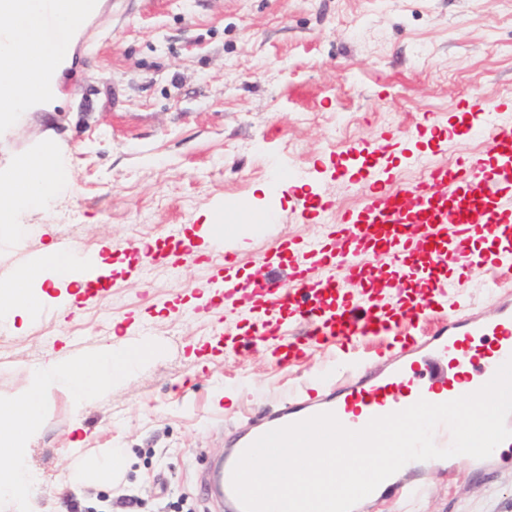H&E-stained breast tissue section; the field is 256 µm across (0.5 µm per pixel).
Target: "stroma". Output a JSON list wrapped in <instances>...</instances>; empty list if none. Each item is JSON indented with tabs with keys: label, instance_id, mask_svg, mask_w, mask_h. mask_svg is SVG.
<instances>
[{
	"label": "stroma",
	"instance_id": "obj_1",
	"mask_svg": "<svg viewBox=\"0 0 512 512\" xmlns=\"http://www.w3.org/2000/svg\"><path fill=\"white\" fill-rule=\"evenodd\" d=\"M500 103L493 125L512 126V0H102L64 71L56 107L31 112L0 137V169L49 144L69 163L73 192L49 210L20 215L38 226L21 246L0 243V279L58 239L111 257L113 289L100 302L60 309L71 289L45 277L47 314L0 331V406L24 395L31 371L82 359L106 346L134 350L151 336L156 353L75 404L55 389L20 450L37 482L0 512H217L200 477L247 424L276 414L302 385L347 383L351 362L308 343L306 359L282 368L239 330L234 312L180 314L212 269L211 225L232 221L225 243L241 271L258 267L281 240L325 234L369 191L341 169L344 146L377 148L379 171L398 184L427 166L454 167L482 153L466 134L465 104ZM435 125L418 135L413 121ZM241 200L224 214L225 199ZM334 201L310 212L308 203ZM273 212L278 223L252 216ZM188 242L177 269L138 265L136 247ZM499 292L482 260L460 276L455 316L492 315ZM230 354L201 359L214 332ZM126 449L122 480L63 487L82 450ZM421 493L382 497L357 512H512V447L478 462L453 458L415 476Z\"/></svg>",
	"mask_w": 512,
	"mask_h": 512
}]
</instances>
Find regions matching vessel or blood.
Returning a JSON list of instances; mask_svg holds the SVG:
<instances>
[{"mask_svg":"<svg viewBox=\"0 0 512 512\" xmlns=\"http://www.w3.org/2000/svg\"><path fill=\"white\" fill-rule=\"evenodd\" d=\"M98 6L99 0H0V9L37 13L45 41L58 46L65 45L67 38L60 17L89 13ZM46 67V61H38L19 75L16 85L0 88V114L18 111L20 99L44 94ZM466 112L468 132L486 138V156L465 157L455 171L436 170L412 186L370 188L358 211L336 229L306 242H282L244 279L238 276L235 258L224 250L223 238L230 235L231 226H224L222 238L213 242L212 295L200 299L192 315L220 302L254 322L252 342L260 347L272 340L289 347L295 327L303 325L310 339L327 348L377 339L381 352L396 356L387 370L362 372L330 392L306 390L276 417L251 425L248 436L235 438L233 451L202 481L204 492L229 512H242L231 474L240 450L252 439L323 412L363 427L372 418L421 399L448 402L478 390L512 358V299L507 297L491 316L473 313L465 319L446 318L422 336L402 331L403 326L425 320L454 295L457 284L446 274L468 262L473 225L481 227L490 263L512 260V200L500 205L494 201L501 191L512 189V128L491 125V105L470 106ZM450 182L457 193L452 201L445 194ZM378 245L385 248L397 278L408 273L418 276L425 288L414 294L397 293L389 311L377 314L371 310L368 293L350 297L344 286L364 279L367 269L362 257ZM138 254L147 264L174 266L181 258L178 250L167 252L156 245L145 246ZM326 267L333 268V275L317 277V270ZM279 269L286 270V281L272 279V272ZM477 337L491 339V346L481 353L474 351L472 342ZM450 359L456 371L448 385H434L417 370L423 362Z\"/></svg>","mask_w":512,"mask_h":512,"instance_id":"b4317fda","label":"vessel or blood"}]
</instances>
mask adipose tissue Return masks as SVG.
<instances>
[{"label":"adipose tissue","instance_id":"1","mask_svg":"<svg viewBox=\"0 0 512 512\" xmlns=\"http://www.w3.org/2000/svg\"><path fill=\"white\" fill-rule=\"evenodd\" d=\"M0 29L14 32L17 48L12 63L0 67V87L11 86L32 57L51 56L53 49L42 35L37 16L11 15L0 12ZM70 185V172L58 154L45 148L27 157L21 166L0 175V232L18 238L33 234L34 226L20 224L17 214L25 209H46L59 193ZM43 272L24 264L12 277L0 283V320L12 321L21 312L38 311L44 304L43 294L33 292V282L42 280ZM139 363L132 351L105 348L93 358L71 366L42 365L31 373L32 386L17 403L0 410V454L9 459L0 466V494L13 492L34 483L35 477L22 464L18 450L22 441L40 419L43 399L51 390L62 389L76 402H85L97 386L133 369ZM127 461L121 448L108 449L99 459L82 461L68 470L65 481L78 487L112 484Z\"/></svg>","mask_w":512,"mask_h":512}]
</instances>
